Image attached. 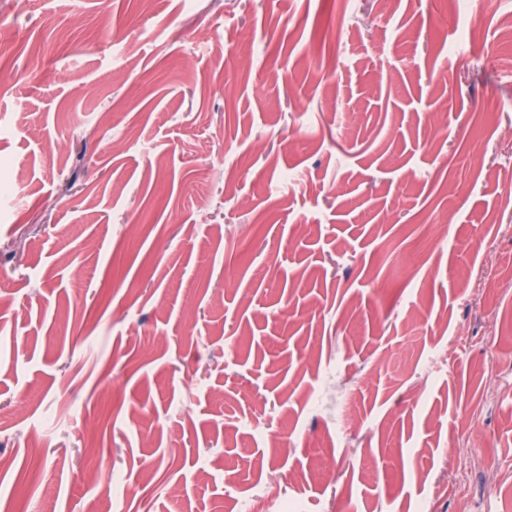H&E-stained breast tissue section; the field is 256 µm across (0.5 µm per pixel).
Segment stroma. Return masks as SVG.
Listing matches in <instances>:
<instances>
[{
  "instance_id": "obj_1",
  "label": "stroma",
  "mask_w": 512,
  "mask_h": 512,
  "mask_svg": "<svg viewBox=\"0 0 512 512\" xmlns=\"http://www.w3.org/2000/svg\"><path fill=\"white\" fill-rule=\"evenodd\" d=\"M482 9L0 0V512H512Z\"/></svg>"
}]
</instances>
